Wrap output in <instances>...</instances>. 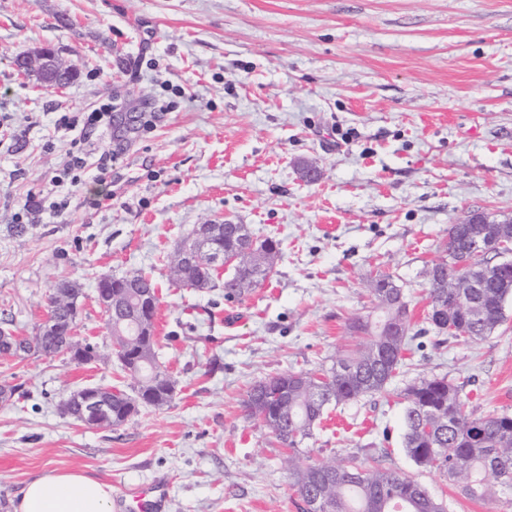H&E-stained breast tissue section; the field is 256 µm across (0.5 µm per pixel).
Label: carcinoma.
Listing matches in <instances>:
<instances>
[{"instance_id": "carcinoma-1", "label": "carcinoma", "mask_w": 512, "mask_h": 512, "mask_svg": "<svg viewBox=\"0 0 512 512\" xmlns=\"http://www.w3.org/2000/svg\"><path fill=\"white\" fill-rule=\"evenodd\" d=\"M217 245L226 253H235L241 246L236 228L228 226ZM466 225L448 227V249L459 256L469 249ZM215 270L205 264L187 268L179 283H213ZM267 271H259L246 284L233 276L224 279V297L239 298L259 286ZM448 288H431V314L428 321L435 333L457 341L474 342L490 335L503 323L482 321L473 316V308L493 305L502 307L512 297V269L504 270L488 280L487 286L473 298L474 307H463L455 298L469 292L463 287V273L449 270ZM456 332H448V325ZM417 334L410 321H405L403 336L396 354L385 363L370 360L374 347L389 340L365 332L361 347L336 359L329 368L302 371L300 375L315 378L323 387L320 401L311 400L309 386L292 387L293 373L268 377L247 392L244 405L249 416L259 420L281 445L297 449L310 438L327 408L358 401L368 395L383 394L401 368L405 352L412 349ZM117 340L130 347L121 366L136 386L132 392L112 400V425H122L131 412V402L139 400L145 407H160L173 399L171 376L159 363L154 336H119ZM46 342L38 335L22 338L14 345H0V354L23 358L30 352L40 353ZM269 385L288 388V408L271 401L264 405L256 400L257 387ZM404 414V450L416 466L438 472L459 487L470 499L492 503L502 495L512 496V414H489L474 417L467 411L459 387L445 377L424 378L406 387ZM293 487L303 502L315 498L325 512H446L443 502L430 493L417 496L408 493L418 481L382 467L380 458L356 455L335 458L328 462H299L288 456Z\"/></svg>"}]
</instances>
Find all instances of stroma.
Wrapping results in <instances>:
<instances>
[{"mask_svg":"<svg viewBox=\"0 0 512 512\" xmlns=\"http://www.w3.org/2000/svg\"><path fill=\"white\" fill-rule=\"evenodd\" d=\"M45 47L77 70L66 88L17 72V54ZM106 97L159 118L93 137L79 185L57 182L71 139L59 114ZM1 112L0 321L35 335L55 283L80 282L75 336L101 357L0 356V387L17 389L0 401V512L48 465L116 494L164 480L160 512H303L287 448L242 402L260 380L355 350L380 273L402 286L423 346L389 393L329 408L301 459L381 448L386 468L448 512H512L505 498L471 502L403 449L404 390L422 378H448L473 416L512 413V301L491 336L442 344L425 276L448 256L449 225L477 210L512 216V0H0ZM108 148L122 157L107 186L96 166ZM33 192L67 207L22 230L14 215ZM219 218L281 243L266 280L231 302L224 272L198 290L175 287L168 268L181 240ZM138 270L158 289L173 399L81 426L61 413L73 391L132 382L96 282Z\"/></svg>","mask_w":512,"mask_h":512,"instance_id":"obj_1","label":"stroma"}]
</instances>
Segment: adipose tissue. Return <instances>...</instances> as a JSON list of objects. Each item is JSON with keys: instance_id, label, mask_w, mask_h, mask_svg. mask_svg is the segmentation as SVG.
I'll use <instances>...</instances> for the list:
<instances>
[{"instance_id": "ef3b65f1", "label": "adipose tissue", "mask_w": 512, "mask_h": 512, "mask_svg": "<svg viewBox=\"0 0 512 512\" xmlns=\"http://www.w3.org/2000/svg\"><path fill=\"white\" fill-rule=\"evenodd\" d=\"M15 512H112V488L78 472L48 469L21 490Z\"/></svg>"}]
</instances>
